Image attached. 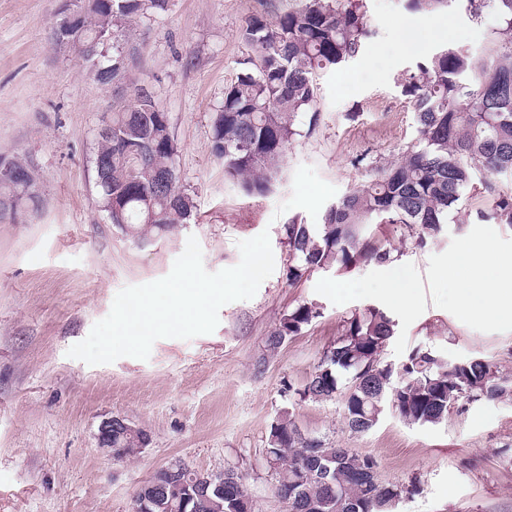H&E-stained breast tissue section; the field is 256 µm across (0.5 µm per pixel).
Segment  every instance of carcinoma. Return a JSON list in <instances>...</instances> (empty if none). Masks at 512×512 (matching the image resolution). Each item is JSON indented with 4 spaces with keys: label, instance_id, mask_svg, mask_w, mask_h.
Returning a JSON list of instances; mask_svg holds the SVG:
<instances>
[{
    "label": "carcinoma",
    "instance_id": "carcinoma-1",
    "mask_svg": "<svg viewBox=\"0 0 512 512\" xmlns=\"http://www.w3.org/2000/svg\"><path fill=\"white\" fill-rule=\"evenodd\" d=\"M474 18L486 11L499 21L493 32L495 58L489 65L468 51L447 44L404 71L398 84L409 97L417 120L416 142L401 162L332 205L320 224L286 226L290 273L299 280L314 270H348L360 262L393 261L390 243L370 232L372 224H390L404 235L424 241L439 233L453 213L461 212L466 191L480 180L489 209L476 218L512 224V195L501 193L491 177L512 172V0H462ZM168 0H86L78 51L94 79L107 85L124 79L135 48L131 22L165 12ZM112 31V45L102 40ZM254 50L249 67L224 91V103L213 118L212 151L224 160V172L242 179L254 195L268 193L280 172L286 149L297 135L300 113L315 102L316 76L357 56L369 36L364 0H299V6L271 21L250 16L242 29ZM177 145L166 112L148 84L133 90L129 104L112 113V135L96 136L94 158L100 207L112 223L134 238L173 233L189 223L194 203L182 188L175 164ZM24 195L26 208L39 209L37 190L0 185L5 200ZM318 316L302 304L286 315L267 337L276 351L286 337ZM394 322L369 309L355 313L325 352L300 399L335 397L343 380L359 382L347 396L345 423L363 433L378 421L385 405L409 424H437L462 397L472 401L512 400V374L482 358L448 364L429 349L416 348L402 365L404 382L392 387L394 369L381 364ZM121 457L139 452L137 438L112 431ZM267 463L277 475L285 512H308L326 496L317 469L329 466L337 498L333 512H393V505L412 489L383 486L371 474L372 457L332 446L300 429L292 413L282 411L272 423ZM201 494L186 507L170 493L152 512H221Z\"/></svg>",
    "mask_w": 512,
    "mask_h": 512
}]
</instances>
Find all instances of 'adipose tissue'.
Segmentation results:
<instances>
[{
  "label": "adipose tissue",
  "mask_w": 512,
  "mask_h": 512,
  "mask_svg": "<svg viewBox=\"0 0 512 512\" xmlns=\"http://www.w3.org/2000/svg\"><path fill=\"white\" fill-rule=\"evenodd\" d=\"M468 276L455 288L464 318L512 321V257L499 253L491 238L471 242L467 251Z\"/></svg>",
  "instance_id": "obj_1"
}]
</instances>
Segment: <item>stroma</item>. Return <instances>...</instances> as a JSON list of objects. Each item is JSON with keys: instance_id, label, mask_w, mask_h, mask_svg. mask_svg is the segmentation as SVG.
I'll list each match as a JSON object with an SVG mask.
<instances>
[{"instance_id": "obj_1", "label": "stroma", "mask_w": 512, "mask_h": 512, "mask_svg": "<svg viewBox=\"0 0 512 512\" xmlns=\"http://www.w3.org/2000/svg\"><path fill=\"white\" fill-rule=\"evenodd\" d=\"M62 5L0 0V154L28 160L43 196L39 213L0 218V512H133L140 486L174 461L205 474L234 468L254 512H284L265 458L284 410L305 434L373 457L382 483L416 482L393 512H512V401L463 397L434 425L405 424L388 409L358 434L345 425L344 394L297 395L345 320L372 308L395 323L385 363L400 366L427 347L448 363L481 357L512 373V326L462 318L453 291L467 276L469 243L488 235L511 256L512 225L471 217L422 242L381 225L392 264L316 270L297 282L285 234L294 221L321 223L336 200L402 159L417 124L398 76L448 43L490 59L496 15L472 18L458 0L430 12L366 0L362 51L319 73L314 112L299 115L281 175L259 196L225 175L211 147L213 116L254 54L241 37L246 19H276L296 0H169L135 26L137 59L119 88L89 78L78 52L54 41ZM412 26L413 50L402 37ZM143 82L167 114L195 208L176 232L135 240L99 206L92 156L101 119ZM263 232L275 270L253 298L221 307L213 332L159 339L146 360L68 357L120 289L167 276L188 237L216 272L238 264L239 241ZM393 267L414 290L412 311L383 294ZM302 304L318 317L269 352L267 337ZM113 416L147 432L136 456L116 461L100 448L98 427Z\"/></svg>"}]
</instances>
